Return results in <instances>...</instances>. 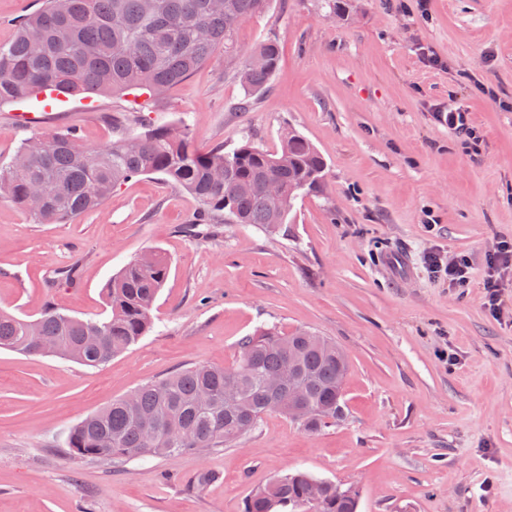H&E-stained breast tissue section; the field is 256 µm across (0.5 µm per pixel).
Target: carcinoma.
<instances>
[{
    "mask_svg": "<svg viewBox=\"0 0 512 512\" xmlns=\"http://www.w3.org/2000/svg\"><path fill=\"white\" fill-rule=\"evenodd\" d=\"M270 0H43L24 17L15 38L0 44V102L34 92L70 95L136 92L156 97L210 62L216 45L229 52L238 25L264 12ZM280 57L274 39L248 50L240 76L247 92L265 90ZM113 137L87 147L73 131L34 134L20 142V164L0 163V199L33 224H62L96 209L124 182L159 174L199 204L195 224H253L275 231L286 223L300 192L321 186L325 159L302 134L290 130L269 152L247 139L230 151L201 154L189 128L146 123L135 115L111 118ZM279 185L275 208L267 185ZM169 273L167 257L150 250L131 259L108 283L111 314L80 319L47 306L27 320L0 311V349L57 356L99 367L127 351L154 325L152 309ZM299 378L274 394L265 378L288 358ZM349 363L336 343L309 330L257 328L240 343L229 366L195 365L151 380L131 399L122 396L73 426L70 456L112 461L227 448L255 430L276 399L299 397L317 432L336 422V397ZM235 395L242 405L230 407ZM304 472L274 477L246 501L244 512H357L358 495Z\"/></svg>",
    "mask_w": 512,
    "mask_h": 512,
    "instance_id": "carcinoma-1",
    "label": "carcinoma"
}]
</instances>
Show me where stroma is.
<instances>
[{"label":"stroma","mask_w":512,"mask_h":512,"mask_svg":"<svg viewBox=\"0 0 512 512\" xmlns=\"http://www.w3.org/2000/svg\"><path fill=\"white\" fill-rule=\"evenodd\" d=\"M271 0L238 30L240 49L274 38L269 87L248 95L238 59H214L153 105L120 94L0 104V161L35 133L112 138L136 110L186 121L202 152L242 138L278 150L305 136L327 168L275 233L249 224L185 228V192L142 175L92 213L34 224L0 200V309L33 319L46 305L109 313V280L156 249L170 271L154 327L93 368L0 349V512H244L246 498L295 470L355 486L357 512H512V324L482 307L486 256L512 239V0ZM441 65L426 66L423 48ZM462 105L480 132L465 152L435 108ZM18 112H44L22 127ZM434 224H425L426 215ZM469 255L470 284L427 271L429 253ZM410 265L399 278L389 256ZM307 329L348 355L344 414L308 433L276 412L212 452L110 464L66 454L69 429L147 381L194 364L230 365L261 326ZM455 352L457 365L446 355Z\"/></svg>","instance_id":"35a3bbf8"}]
</instances>
